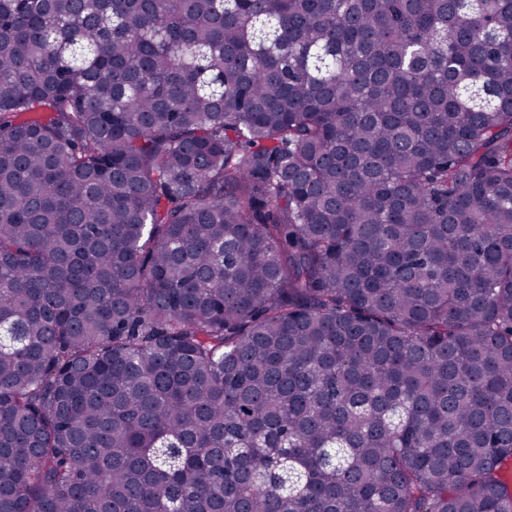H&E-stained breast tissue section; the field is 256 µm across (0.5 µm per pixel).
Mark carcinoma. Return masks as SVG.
<instances>
[{"label": "carcinoma", "instance_id": "carcinoma-1", "mask_svg": "<svg viewBox=\"0 0 512 512\" xmlns=\"http://www.w3.org/2000/svg\"><path fill=\"white\" fill-rule=\"evenodd\" d=\"M511 463L512 0H0V512Z\"/></svg>", "mask_w": 512, "mask_h": 512}]
</instances>
